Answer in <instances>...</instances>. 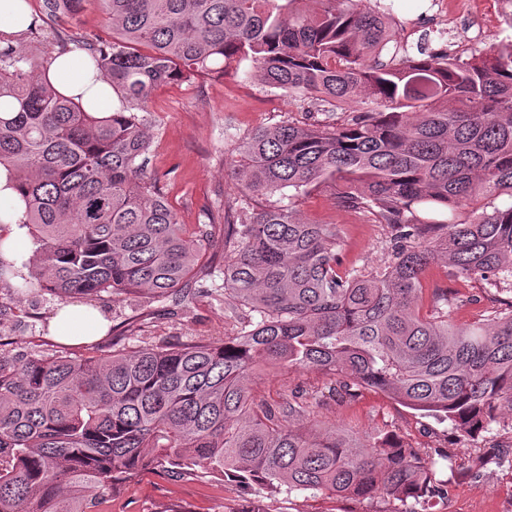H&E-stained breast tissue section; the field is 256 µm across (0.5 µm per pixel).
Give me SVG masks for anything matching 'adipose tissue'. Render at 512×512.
I'll list each match as a JSON object with an SVG mask.
<instances>
[{
	"mask_svg": "<svg viewBox=\"0 0 512 512\" xmlns=\"http://www.w3.org/2000/svg\"><path fill=\"white\" fill-rule=\"evenodd\" d=\"M35 22L29 0H0V40L16 42ZM46 74L59 95L75 101L85 111L108 116L121 106L111 86L90 67L84 51L52 53Z\"/></svg>",
	"mask_w": 512,
	"mask_h": 512,
	"instance_id": "1",
	"label": "adipose tissue"
}]
</instances>
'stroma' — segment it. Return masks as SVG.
Instances as JSON below:
<instances>
[{
    "mask_svg": "<svg viewBox=\"0 0 512 512\" xmlns=\"http://www.w3.org/2000/svg\"><path fill=\"white\" fill-rule=\"evenodd\" d=\"M39 22L21 45L26 52L49 57L74 48L83 37L111 40L112 30L97 5H88L76 18L47 15L43 0H30ZM441 0H391L392 34L401 45L443 39L429 35V15H441ZM252 64L244 60L224 77L198 76L154 89L145 117L152 144L146 171L156 179L180 223L224 222V207L246 204L261 208L262 200L246 199L224 165L225 155L256 128L284 121L310 123L301 104L281 91L251 79ZM289 204L305 222L333 224L339 231L342 269L380 268L388 260L391 229L375 223L366 212L342 207L335 182L326 181L305 192L286 190ZM418 302L421 315L432 310L433 288L447 289L456 305L454 323L460 326L487 318L498 309L493 287L448 276L444 265L431 266L423 278ZM97 310L109 323L107 333L88 342L69 345L51 336L48 325L57 301L33 292L0 291V335L23 350H53L63 355L92 356L118 347L131 352L173 343L190 336L219 340L235 335L239 323L223 302L198 299L190 312L181 313L170 299L148 293L101 294ZM252 385L258 395L287 396L298 390L323 387L321 377L291 370L258 368ZM316 418L326 426L364 437L380 430L419 448L433 461L439 478L449 479L446 496L430 499L426 512H512V411H503L491 430L475 443L459 442L450 425L421 415L389 395L359 390L354 398L339 401L324 394ZM498 445L506 453L498 462L481 465L484 448ZM379 502L327 498L309 491H281L269 495L262 486L239 487L204 472L173 477L148 467L129 475L113 492L104 494L97 512H378Z\"/></svg>",
    "mask_w": 512,
    "mask_h": 512,
    "instance_id": "1",
    "label": "stroma"
}]
</instances>
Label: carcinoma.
<instances>
[{
	"label": "carcinoma",
	"instance_id": "obj_1",
	"mask_svg": "<svg viewBox=\"0 0 512 512\" xmlns=\"http://www.w3.org/2000/svg\"><path fill=\"white\" fill-rule=\"evenodd\" d=\"M97 2L112 41L83 39L124 103L100 118L57 95L43 62L0 46V165L25 202L34 241L24 288L69 305L101 293L224 298L234 336L71 358L15 351L0 336V512H95L100 495L151 465L195 468L236 485L377 499L380 512L447 491L392 432L359 439L310 418L317 396L257 398L263 361L324 376L340 398L361 388L450 423L462 441L512 411V299L467 326L450 318L432 265L512 293V49L462 59L394 47L387 7L365 0H44L78 16ZM251 77L322 119L261 127L231 152L242 191L268 200L332 180L339 203L392 229L390 261L340 269L334 224L285 205L224 207V278L207 280L214 225L189 228L143 161L138 111L162 84ZM466 215L441 220L442 209Z\"/></svg>",
	"mask_w": 512,
	"mask_h": 512
}]
</instances>
